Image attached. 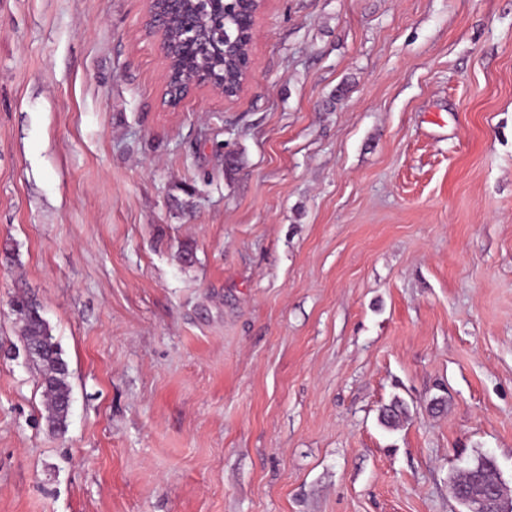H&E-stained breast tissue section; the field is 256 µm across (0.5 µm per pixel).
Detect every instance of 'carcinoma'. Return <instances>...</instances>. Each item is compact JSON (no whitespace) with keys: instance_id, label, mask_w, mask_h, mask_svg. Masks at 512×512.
I'll list each match as a JSON object with an SVG mask.
<instances>
[{"instance_id":"1","label":"carcinoma","mask_w":512,"mask_h":512,"mask_svg":"<svg viewBox=\"0 0 512 512\" xmlns=\"http://www.w3.org/2000/svg\"><path fill=\"white\" fill-rule=\"evenodd\" d=\"M226 0H205L196 6L197 21L204 27L225 19L224 32H215L206 49L194 43L185 44L182 55V70L189 76L201 71L220 81L229 75L224 59V37L238 42L249 38V28L243 23L242 13L235 6H225ZM19 320V336L27 356L36 363L41 372V388L47 412L46 421L51 432L62 434L67 429L71 406L72 387L69 381L68 363L63 359L58 344L54 341L49 324L42 317L39 305L29 297L21 296L14 302ZM407 418V407L394 399L381 412V421L388 427H397ZM493 472L488 457L482 456L462 471L452 488L463 497L477 494L476 488L487 483Z\"/></svg>"}]
</instances>
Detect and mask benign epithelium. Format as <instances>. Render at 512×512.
I'll list each match as a JSON object with an SVG mask.
<instances>
[{
    "label": "benign epithelium",
    "instance_id": "benign-epithelium-1",
    "mask_svg": "<svg viewBox=\"0 0 512 512\" xmlns=\"http://www.w3.org/2000/svg\"><path fill=\"white\" fill-rule=\"evenodd\" d=\"M181 0H147V11L143 20L146 35L158 38V47L163 60L162 96L164 103L170 109H177L182 102L195 90L207 88L214 93L231 100L237 97L244 89L248 80L253 76L255 64L251 48H239L236 43L228 44V48L235 52V60L239 68V76L235 85L224 83L216 86L208 79L200 80L194 77L185 81L175 73L172 67L174 59L182 55L184 46L174 40L166 38L167 30L172 19L179 11ZM469 512H512V500L505 497L500 481L487 488V493L469 499Z\"/></svg>",
    "mask_w": 512,
    "mask_h": 512
}]
</instances>
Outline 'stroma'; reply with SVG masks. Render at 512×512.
Segmentation results:
<instances>
[{
	"mask_svg": "<svg viewBox=\"0 0 512 512\" xmlns=\"http://www.w3.org/2000/svg\"><path fill=\"white\" fill-rule=\"evenodd\" d=\"M145 9L0 0V512H464L481 455L512 498V0H266L175 112ZM14 307L24 351L41 372L48 428L52 433L63 434L67 429L72 395L68 363L63 359L39 305L31 298L21 296L15 300ZM492 467L488 456H481L457 476L452 488L460 492L464 498L479 494L475 488L485 487L484 484L488 485L489 475L493 472Z\"/></svg>",
	"mask_w": 512,
	"mask_h": 512,
	"instance_id": "obj_1",
	"label": "stroma"
}]
</instances>
